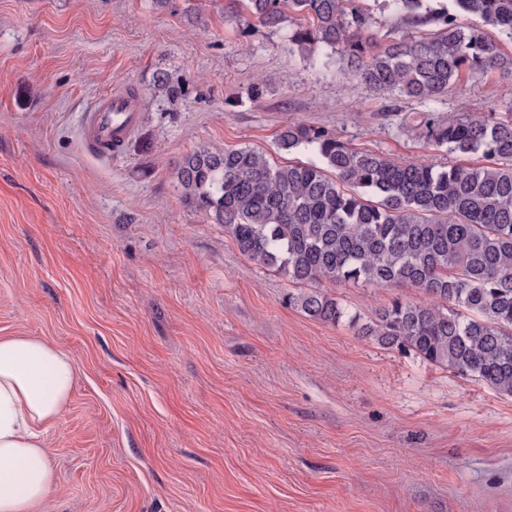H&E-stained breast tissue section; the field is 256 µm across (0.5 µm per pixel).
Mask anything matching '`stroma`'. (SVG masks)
Listing matches in <instances>:
<instances>
[{"instance_id": "stroma-1", "label": "stroma", "mask_w": 512, "mask_h": 512, "mask_svg": "<svg viewBox=\"0 0 512 512\" xmlns=\"http://www.w3.org/2000/svg\"><path fill=\"white\" fill-rule=\"evenodd\" d=\"M228 0H0V336L74 359L46 433L53 512H512V397L306 316L295 284L186 203L176 168L202 146L272 161L286 121L391 160L427 147L422 107ZM184 87L169 102L152 79ZM512 78L462 73L440 115L512 120ZM136 89L143 120L115 155L81 119ZM364 315L408 286L323 284Z\"/></svg>"}]
</instances>
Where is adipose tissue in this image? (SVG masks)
Here are the masks:
<instances>
[{
	"label": "adipose tissue",
	"mask_w": 512,
	"mask_h": 512,
	"mask_svg": "<svg viewBox=\"0 0 512 512\" xmlns=\"http://www.w3.org/2000/svg\"><path fill=\"white\" fill-rule=\"evenodd\" d=\"M77 366L35 336H0V512H51L57 482L44 444L66 410Z\"/></svg>",
	"instance_id": "obj_1"
}]
</instances>
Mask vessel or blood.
<instances>
[{
	"instance_id": "obj_1",
	"label": "vessel or blood",
	"mask_w": 512,
	"mask_h": 512,
	"mask_svg": "<svg viewBox=\"0 0 512 512\" xmlns=\"http://www.w3.org/2000/svg\"><path fill=\"white\" fill-rule=\"evenodd\" d=\"M141 122L138 98L117 90L100 96L82 119L86 139L100 154L121 149L136 133Z\"/></svg>"
}]
</instances>
